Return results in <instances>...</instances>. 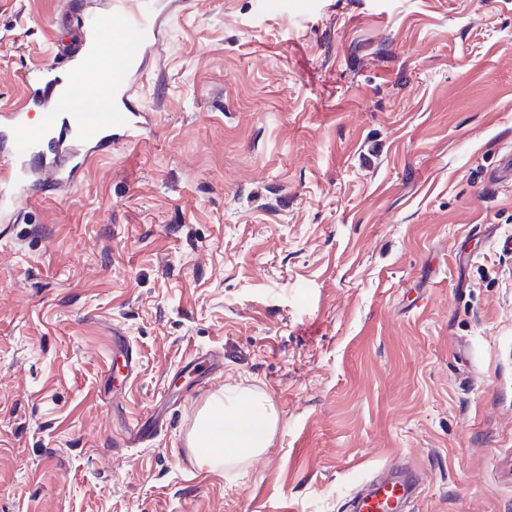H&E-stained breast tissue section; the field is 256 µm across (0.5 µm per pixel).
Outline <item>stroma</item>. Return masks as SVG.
I'll list each match as a JSON object with an SVG mask.
<instances>
[{
  "label": "stroma",
  "instance_id": "stroma-1",
  "mask_svg": "<svg viewBox=\"0 0 512 512\" xmlns=\"http://www.w3.org/2000/svg\"><path fill=\"white\" fill-rule=\"evenodd\" d=\"M108 2L0 0V110ZM159 13L142 139L0 223V512H352L394 462L403 512H512V0ZM236 387L272 444L199 469Z\"/></svg>",
  "mask_w": 512,
  "mask_h": 512
}]
</instances>
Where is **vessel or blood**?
<instances>
[{
  "instance_id": "obj_1",
  "label": "vessel or blood",
  "mask_w": 512,
  "mask_h": 512,
  "mask_svg": "<svg viewBox=\"0 0 512 512\" xmlns=\"http://www.w3.org/2000/svg\"><path fill=\"white\" fill-rule=\"evenodd\" d=\"M149 0H112L109 13L77 25L72 45L57 44L51 62L24 77L26 94L0 114V195L30 196L43 188L73 186L86 158L111 150L113 144L137 140L150 122L148 113L131 101V76L139 69V53L153 31ZM112 48V109L96 111L101 88L91 78L100 46ZM66 65L81 71L82 93L62 85L54 72ZM39 113L31 127L30 113ZM417 471L398 468L372 493L359 497L354 512H399L400 502L419 486Z\"/></svg>"
}]
</instances>
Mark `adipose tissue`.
I'll list each match as a JSON object with an SVG mask.
<instances>
[{
	"mask_svg": "<svg viewBox=\"0 0 512 512\" xmlns=\"http://www.w3.org/2000/svg\"><path fill=\"white\" fill-rule=\"evenodd\" d=\"M229 400L224 412L208 409L198 418L192 444L199 468L261 454L272 443L278 417L267 398L257 390L238 388Z\"/></svg>",
	"mask_w": 512,
	"mask_h": 512,
	"instance_id": "obj_1",
	"label": "adipose tissue"
}]
</instances>
